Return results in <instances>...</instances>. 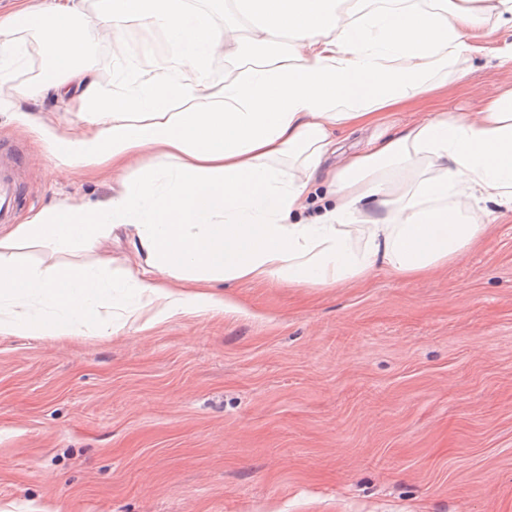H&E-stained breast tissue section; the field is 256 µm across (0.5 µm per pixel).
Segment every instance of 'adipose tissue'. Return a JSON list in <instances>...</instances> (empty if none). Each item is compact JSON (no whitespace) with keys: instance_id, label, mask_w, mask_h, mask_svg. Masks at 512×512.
I'll return each mask as SVG.
<instances>
[{"instance_id":"ef3b65f1","label":"adipose tissue","mask_w":512,"mask_h":512,"mask_svg":"<svg viewBox=\"0 0 512 512\" xmlns=\"http://www.w3.org/2000/svg\"><path fill=\"white\" fill-rule=\"evenodd\" d=\"M84 0H17L0 14V91L18 98L53 89L79 113L84 133L61 136L55 156L73 173L93 163L126 170L140 155L157 164L117 191L107 207L73 200L0 235V335L81 336L118 330L115 287L133 288L126 318L149 330L189 313L223 310L222 284L275 282L330 288L428 275L486 232L468 208L493 202L512 212V89L476 112L442 111L374 139L332 172L329 202L299 213L315 174L336 152L338 129L386 125L391 112L446 86L484 13L512 14V0H237L256 18L251 39L269 59L219 84L206 63L238 41L185 0H101L114 40L128 24L162 31L167 55L121 72L128 92H104L85 59ZM57 24L40 86L12 80L16 48L32 17ZM291 48H281L282 37ZM124 238L136 267L117 282L101 269L28 265L33 244ZM39 302L52 315L32 313Z\"/></svg>"}]
</instances>
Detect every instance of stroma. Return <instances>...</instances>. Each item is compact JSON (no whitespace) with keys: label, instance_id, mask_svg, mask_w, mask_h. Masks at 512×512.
Masks as SVG:
<instances>
[{"label":"stroma","instance_id":"stroma-1","mask_svg":"<svg viewBox=\"0 0 512 512\" xmlns=\"http://www.w3.org/2000/svg\"><path fill=\"white\" fill-rule=\"evenodd\" d=\"M95 25L103 88L142 62ZM466 35L448 93L389 121L475 111L512 86V17ZM14 81L41 79L26 36ZM78 131L53 91L0 104V144L25 159L24 223L75 197L106 206L140 156L75 177L45 131ZM29 263L131 265L122 241L24 250ZM230 309L112 336L0 335V512H512V212L448 267L334 288L235 282Z\"/></svg>","mask_w":512,"mask_h":512}]
</instances>
